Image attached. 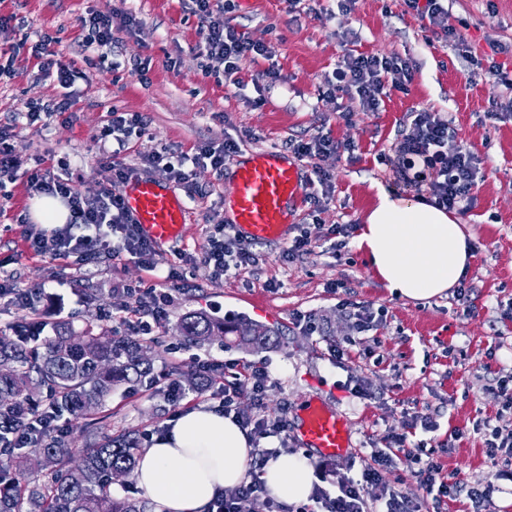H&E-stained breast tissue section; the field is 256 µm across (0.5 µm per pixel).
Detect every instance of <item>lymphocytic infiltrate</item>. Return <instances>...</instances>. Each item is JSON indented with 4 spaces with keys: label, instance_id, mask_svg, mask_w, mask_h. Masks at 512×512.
I'll use <instances>...</instances> for the list:
<instances>
[{
    "label": "lymphocytic infiltrate",
    "instance_id": "obj_1",
    "mask_svg": "<svg viewBox=\"0 0 512 512\" xmlns=\"http://www.w3.org/2000/svg\"><path fill=\"white\" fill-rule=\"evenodd\" d=\"M191 2L193 12L200 20L205 72H223L225 83L234 85L238 82L237 74L243 59H271L273 47L250 40L225 21L224 12L234 8L232 0H226L220 14L215 13L212 0ZM405 4L418 15L427 17L432 33L448 42L458 57L470 65H477L478 60L465 39L448 26L445 0H405ZM414 67L409 58L349 52L343 55L333 71L327 92L347 97L363 111L373 112L388 91L406 88L412 80ZM409 117L411 130L401 135L393 162L399 180L411 189H427L439 208L467 212L478 175L476 157L463 146L448 151L451 122L445 113L423 108L410 112ZM237 151V141L228 138L222 146L204 149L194 155L168 150L160 152L151 157L150 163L164 166L173 179L183 182L190 177L185 170L186 164L205 165L220 172ZM31 180L36 192L65 200L69 218L67 223L48 231L31 230L26 238L29 250L54 260L74 257L89 262L109 256L116 261H134L147 271L157 273L155 285L126 288L130 303L118 315L120 323L131 335L155 341L168 319L171 299L166 287L177 273L172 268L164 269V259L158 248L132 223L122 196L107 188L96 198H85L69 178L50 168L35 172ZM256 261L252 242L238 236L227 240L210 237L203 257L206 266L221 274L233 268L238 270L254 265ZM244 373L252 381L256 402H263L271 380L266 365L245 366L235 359L206 358L197 362V375L204 381L211 398L217 399L219 410L233 414L235 421L248 430L254 440L271 436L287 438L285 416L273 418L260 413L235 412L236 380ZM425 453L424 442H409L402 434L387 436L384 447L373 450L369 461L364 463L360 478L337 482L332 494L320 488L315 490L314 498L320 512H422V503L400 496L390 484V473L403 461L414 464L413 475L433 503H440L448 496L463 497L471 501L474 512H495L492 482L471 483L453 472L447 479H439V465L426 458ZM267 460V453L255 454L249 464L247 480L237 489L218 496L211 505V512H252L254 501L266 498L260 474ZM266 500L268 512H307L303 505L288 508L276 499Z\"/></svg>",
    "mask_w": 512,
    "mask_h": 512
}]
</instances>
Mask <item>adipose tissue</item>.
I'll return each instance as SVG.
<instances>
[{
	"mask_svg": "<svg viewBox=\"0 0 512 512\" xmlns=\"http://www.w3.org/2000/svg\"><path fill=\"white\" fill-rule=\"evenodd\" d=\"M374 201L356 239L373 274L390 293L426 302L445 296L470 261L459 221L421 198L374 185ZM253 450L233 418L205 406L171 421L141 452L132 479L153 512H208L215 497L245 481ZM261 479L287 503L309 501L315 482L308 456L282 454L269 460Z\"/></svg>",
	"mask_w": 512,
	"mask_h": 512,
	"instance_id": "1",
	"label": "adipose tissue"
}]
</instances>
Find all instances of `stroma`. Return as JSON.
<instances>
[{
  "mask_svg": "<svg viewBox=\"0 0 512 512\" xmlns=\"http://www.w3.org/2000/svg\"><path fill=\"white\" fill-rule=\"evenodd\" d=\"M91 10L112 18L119 47L111 55L81 50L79 19ZM128 13L136 17L137 28L125 27ZM231 16L251 40L275 50L270 61L243 60L235 86L201 70L199 19L182 0H0V17L11 20L8 29L0 30V55L13 57L17 68L15 78L0 80V118L18 115L11 137L14 175L0 180V280L35 292L38 318L45 324L66 320L78 332L93 324L125 335L112 315L129 302L124 286L151 283L150 272L108 257L80 266L71 259L34 255L23 221L36 196L30 176L40 169L65 168L87 198L106 186L124 193L125 184L111 182L106 170L109 156H117L174 190L189 212L180 241L162 249L165 259L176 260L179 252L184 259L176 261L180 277L173 283L174 300L153 344L155 372L169 373L176 359L184 372H192L199 357L266 364L272 378L266 414L294 416L298 402L316 397L348 418L354 450L332 463L342 479L358 477L362 459L387 435L441 442L452 428L461 430V438L434 455L443 472L472 481L490 478L496 468L487 454L485 426L512 428V413L502 411L490 389L498 372L512 367V319L502 315L512 304V116L491 117L493 89L482 70L455 56L404 0H353L347 9L338 0H302L291 15L280 0H252L251 6H236ZM448 25L473 55L484 57L490 44L512 45V0H448ZM47 34L55 38L59 56L86 77L74 84L68 111L31 126L20 116L26 105L59 97L56 82L42 75L35 54ZM348 51L412 58L413 79L406 90L383 96L377 111H362L347 98L326 93L328 77ZM138 57L152 60L146 76L131 71ZM269 67L278 80H259ZM417 108L447 113L453 128L449 150L464 145L480 160L474 203L461 217L471 250L464 277L472 290L468 311L450 295L428 303L391 296L355 243L335 256L327 252L334 225H361L372 183L394 187L386 158L393 155L399 132L410 128L408 112ZM113 109L142 112L150 119L148 132L132 136L118 153L112 143L97 140ZM321 134L354 150L299 162L302 175H311L317 166L332 184L319 212L301 205L289 230L295 236L301 226L319 222L311 252L288 262L283 244L258 242V265L226 277L212 275L200 258L210 235L225 222L234 191L229 174L199 165L182 184L150 167V158L165 146L193 154L221 146L228 137L239 141L245 157ZM345 298L386 315L336 362L329 355L330 340L353 335L339 305ZM194 311L244 316L278 329L280 336L259 351L219 338L188 346L178 324ZM299 312L314 314L322 334L297 326L293 317ZM357 379L370 388V398L347 391ZM214 404L209 394L193 392L176 407L140 384L117 389L99 411L79 419L64 413L60 422L81 447L90 431L140 437L161 432L175 409ZM425 407L438 425L431 433L411 425L414 412Z\"/></svg>",
  "mask_w": 512,
  "mask_h": 512,
  "instance_id": "35a3bbf8",
  "label": "stroma"
}]
</instances>
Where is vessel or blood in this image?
<instances>
[{
	"label": "vessel or blood",
	"instance_id": "obj_1",
	"mask_svg": "<svg viewBox=\"0 0 512 512\" xmlns=\"http://www.w3.org/2000/svg\"><path fill=\"white\" fill-rule=\"evenodd\" d=\"M235 184L229 224L240 237L260 242H283L288 222L303 201L299 167L276 151L233 157L229 163ZM124 205L140 234L154 245L176 243L189 220L182 199L169 187L145 176L132 177ZM291 435L300 447L318 457L339 459L353 451L347 418L317 398L301 401Z\"/></svg>",
	"mask_w": 512,
	"mask_h": 512
}]
</instances>
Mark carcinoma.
I'll return each instance as SVG.
<instances>
[{
	"mask_svg": "<svg viewBox=\"0 0 512 512\" xmlns=\"http://www.w3.org/2000/svg\"><path fill=\"white\" fill-rule=\"evenodd\" d=\"M52 331L41 352L0 334V366H6L0 372V443L31 418L32 383L50 391L55 411L80 418L102 408L112 391L138 384L153 371L151 346L141 339L107 336L93 325L75 336L66 322L55 323ZM178 331L194 344L231 335L234 344L250 350L266 348L277 335L245 319L228 325L204 312L184 315ZM35 451L44 476L29 471L20 452L5 460L13 477L0 485V512H146L141 502L112 492L113 473L128 477L133 471L141 451L138 437L107 433L77 448L48 435ZM76 455L79 462L72 467Z\"/></svg>",
	"mask_w": 512,
	"mask_h": 512,
	"instance_id": "cac0c4a2",
	"label": "carcinoma"
}]
</instances>
